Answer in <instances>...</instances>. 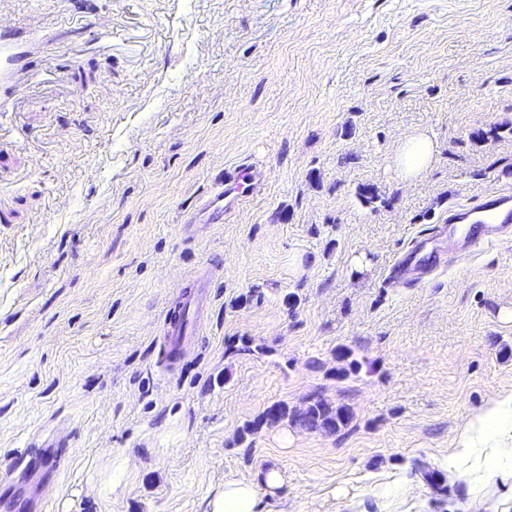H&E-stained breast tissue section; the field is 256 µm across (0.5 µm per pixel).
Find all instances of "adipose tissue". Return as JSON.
Wrapping results in <instances>:
<instances>
[{"instance_id": "1", "label": "adipose tissue", "mask_w": 512, "mask_h": 512, "mask_svg": "<svg viewBox=\"0 0 512 512\" xmlns=\"http://www.w3.org/2000/svg\"><path fill=\"white\" fill-rule=\"evenodd\" d=\"M436 153L424 132L407 136L394 150L400 176L422 179ZM449 473L466 474L468 498L463 512H500L512 502V388L496 391L459 429L448 450ZM283 482L280 471L269 469L253 478H228L224 489L208 503V512H261L259 488L274 491Z\"/></svg>"}]
</instances>
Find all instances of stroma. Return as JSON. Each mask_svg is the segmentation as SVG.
<instances>
[{"label":"stroma","instance_id":"35a3bbf8","mask_svg":"<svg viewBox=\"0 0 512 512\" xmlns=\"http://www.w3.org/2000/svg\"><path fill=\"white\" fill-rule=\"evenodd\" d=\"M1 24L29 73L0 100V512H207L269 468L265 512H462L445 456L512 387V241L385 282L451 205L512 191V0H0ZM416 130L437 154L409 182ZM238 164L256 193L188 224ZM320 399L349 424L242 433ZM397 480L417 497H377ZM436 145L425 132L407 136L394 150L393 161L400 176L407 180L422 179L433 165ZM177 288H183L180 300L172 308L171 314L166 316L160 336L164 349L173 355L180 351L183 343L191 340L194 328L201 322L202 308L200 293L192 291L193 288H203L200 279L192 286Z\"/></svg>","mask_w":512,"mask_h":512}]
</instances>
